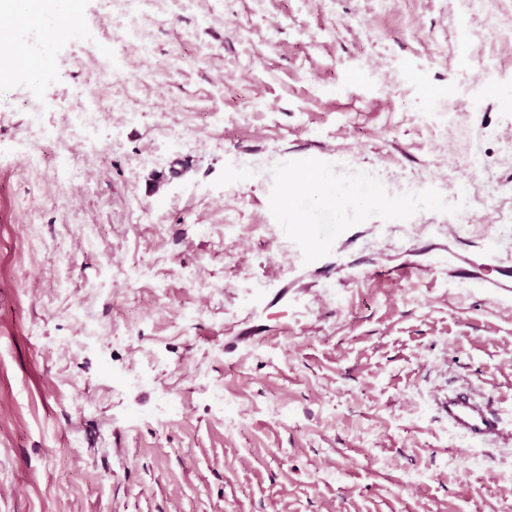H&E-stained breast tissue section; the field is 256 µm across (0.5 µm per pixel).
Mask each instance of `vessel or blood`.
<instances>
[{"mask_svg": "<svg viewBox=\"0 0 512 512\" xmlns=\"http://www.w3.org/2000/svg\"><path fill=\"white\" fill-rule=\"evenodd\" d=\"M494 268L493 277H486V268ZM448 277L466 280L484 288L493 296L512 295V263L497 260L491 249L479 248L448 253ZM449 428L474 443L492 445L503 440L505 430L498 413L492 411L483 395L468 385L449 390L443 404Z\"/></svg>", "mask_w": 512, "mask_h": 512, "instance_id": "vessel-or-blood-1", "label": "vessel or blood"}]
</instances>
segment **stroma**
<instances>
[{"label": "stroma", "mask_w": 512, "mask_h": 512, "mask_svg": "<svg viewBox=\"0 0 512 512\" xmlns=\"http://www.w3.org/2000/svg\"><path fill=\"white\" fill-rule=\"evenodd\" d=\"M27 11L0 15V512H512V439L440 409L469 383L512 431V300L438 271L451 224L512 258V0H157L145 63L101 0ZM99 114L95 107L85 105L79 111L70 114V126L76 132L88 135L97 129Z\"/></svg>", "instance_id": "obj_1"}]
</instances>
